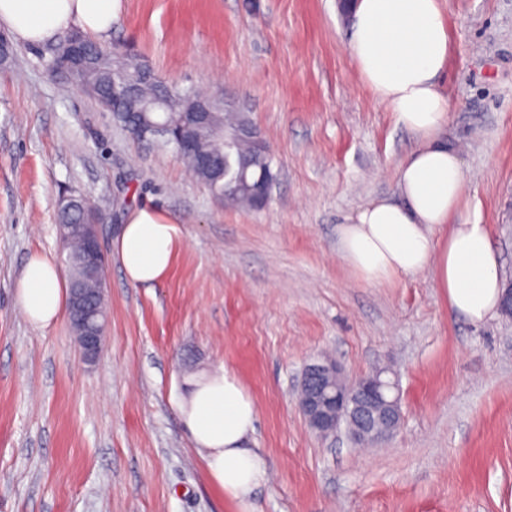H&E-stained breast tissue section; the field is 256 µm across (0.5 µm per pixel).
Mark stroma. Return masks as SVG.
I'll return each instance as SVG.
<instances>
[{
	"label": "stroma",
	"instance_id": "obj_1",
	"mask_svg": "<svg viewBox=\"0 0 512 512\" xmlns=\"http://www.w3.org/2000/svg\"><path fill=\"white\" fill-rule=\"evenodd\" d=\"M442 2L444 136L467 176L457 218L487 224L512 278V0ZM348 30L338 0H120L104 48L236 105L270 146L260 210L215 199L176 153L52 77L45 45L15 43L0 68V512H240L179 411L219 366L257 406L255 512H512V319L471 323L430 274L370 285L339 257V224L398 198L417 146L360 80ZM71 195L106 215L109 319L91 366L68 319L35 328L14 297L32 253L59 257ZM142 206L182 229L152 286L129 283L112 250ZM320 354L351 377L395 372L404 421L389 441L309 429L296 390Z\"/></svg>",
	"mask_w": 512,
	"mask_h": 512
}]
</instances>
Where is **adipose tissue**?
<instances>
[{
	"label": "adipose tissue",
	"mask_w": 512,
	"mask_h": 512,
	"mask_svg": "<svg viewBox=\"0 0 512 512\" xmlns=\"http://www.w3.org/2000/svg\"><path fill=\"white\" fill-rule=\"evenodd\" d=\"M119 2L0 0V26L31 45L72 27L104 37ZM351 18L348 49L359 78L419 145L398 169V199L373 201L339 225V256L370 284L430 273L451 309L483 322L498 310L503 283L487 226L455 219L467 182L458 151L444 137L451 112L439 84L449 57L441 0H355ZM445 226L447 240L436 243L435 231ZM180 238L179 224L164 213L134 209L116 244L127 280L162 281ZM15 298L27 322L40 329L65 314L69 290L50 256L36 253L27 260ZM182 413L194 442L206 451L213 482L250 512V496L266 479L263 459L246 446L257 421L251 395L222 367L195 383Z\"/></svg>",
	"instance_id": "obj_1"
}]
</instances>
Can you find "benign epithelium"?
I'll list each match as a JSON object with an SVG mask.
<instances>
[{
	"label": "benign epithelium",
	"mask_w": 512,
	"mask_h": 512,
	"mask_svg": "<svg viewBox=\"0 0 512 512\" xmlns=\"http://www.w3.org/2000/svg\"><path fill=\"white\" fill-rule=\"evenodd\" d=\"M140 84L119 73L112 80V106L133 100L139 94ZM166 105L165 97L156 95L141 113L136 139L154 144L175 143L181 151L194 149L195 141L190 128L208 124L214 102L200 98L189 115L181 122L157 119ZM241 188L257 207L267 204L272 184L268 180L254 183L242 181ZM83 242V265L93 271L105 259L95 224H61L59 240L67 247L70 240ZM72 313L69 316L75 342L84 358L92 361L98 357L102 346V333L107 315L104 307V290L92 291L78 283L70 288ZM297 404L308 426L318 434L327 436L345 425L350 439L356 444L379 442L391 436L403 421L400 393L395 383L383 378L377 371L368 376L347 379L341 368L326 357L309 362L302 373L297 392Z\"/></svg>",
	"instance_id": "1"
}]
</instances>
